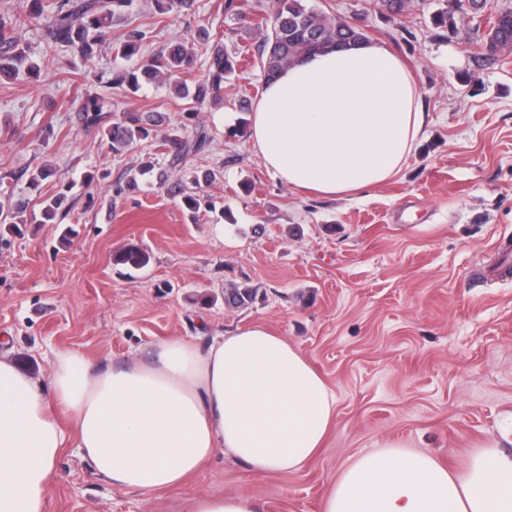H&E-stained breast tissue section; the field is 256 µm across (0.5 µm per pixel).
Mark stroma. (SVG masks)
Returning <instances> with one entry per match:
<instances>
[{
  "mask_svg": "<svg viewBox=\"0 0 512 512\" xmlns=\"http://www.w3.org/2000/svg\"><path fill=\"white\" fill-rule=\"evenodd\" d=\"M313 2L401 55L432 117L402 172L354 199L309 197L267 172L250 136L264 88L255 57L200 106L208 151L175 169L151 139L112 153L79 121L82 97L103 99L109 122L159 112V136L191 133L190 102L170 82L136 94L111 84L125 67L112 45L151 14V0H135L88 61L48 46L41 27L24 22L25 0H0L40 68L36 79L0 80V176L28 197L32 217L0 223V353L44 379L63 349L103 363L172 336L205 343L257 324L300 349L335 397L325 444L300 469L257 475L219 454L178 488L140 493L103 483L68 448L47 512H184L189 499L221 491L248 494L265 512H323L340 469L380 448L426 452L457 472L473 449L512 453V50L489 54L470 15L456 33L433 28L441 0H416L399 16L375 0ZM242 3L238 16L224 0L154 16L143 58L192 44L202 29L231 54L257 46L273 0ZM148 160L166 182L116 194L114 184ZM45 165L55 177L29 191ZM89 170L97 178L87 184ZM66 183L67 216L35 223ZM186 191L204 197L196 211L186 210ZM132 245L149 264H113ZM233 287L253 289V301L227 306Z\"/></svg>",
  "mask_w": 512,
  "mask_h": 512,
  "instance_id": "1",
  "label": "stroma"
}]
</instances>
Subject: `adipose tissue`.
Wrapping results in <instances>:
<instances>
[{
	"label": "adipose tissue",
	"instance_id": "obj_1",
	"mask_svg": "<svg viewBox=\"0 0 512 512\" xmlns=\"http://www.w3.org/2000/svg\"><path fill=\"white\" fill-rule=\"evenodd\" d=\"M428 115L405 61L363 41L298 58L266 84L250 133L266 169L298 190L353 196L395 179ZM335 399L301 351L264 326L173 336L146 356L93 365L58 351L48 380L0 356V512H46L63 449L124 490L181 485L217 453L252 472L300 468L323 446ZM189 512H263L244 493H205ZM323 512H512V454L476 449L463 474L382 448L344 465Z\"/></svg>",
	"mask_w": 512,
	"mask_h": 512
}]
</instances>
